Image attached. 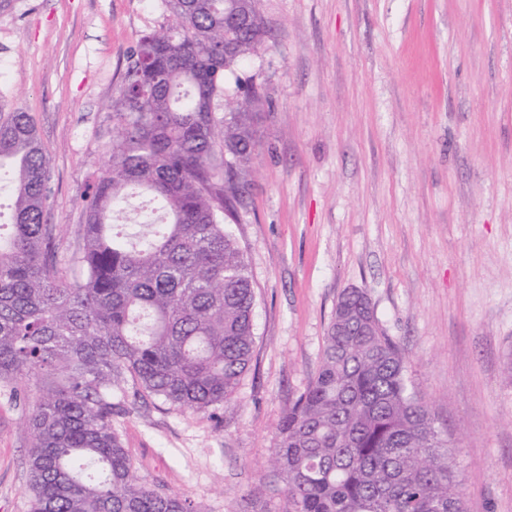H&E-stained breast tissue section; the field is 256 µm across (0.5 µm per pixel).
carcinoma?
Returning <instances> with one entry per match:
<instances>
[{
  "instance_id": "carcinoma-1",
  "label": "carcinoma",
  "mask_w": 512,
  "mask_h": 512,
  "mask_svg": "<svg viewBox=\"0 0 512 512\" xmlns=\"http://www.w3.org/2000/svg\"><path fill=\"white\" fill-rule=\"evenodd\" d=\"M112 96L118 136L84 201L73 280L45 223L51 162L28 113L0 123L14 201L0 233V383L45 382L28 414L30 512H195L142 484L112 430L131 377L172 406L232 405L255 343L254 288L224 212L246 178L260 95L224 80L263 44L259 0H161ZM229 161H224V157ZM406 354L367 294L336 299L320 365L288 408L269 467L285 512H466L448 436L408 390Z\"/></svg>"
}]
</instances>
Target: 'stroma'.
<instances>
[{
	"mask_svg": "<svg viewBox=\"0 0 512 512\" xmlns=\"http://www.w3.org/2000/svg\"><path fill=\"white\" fill-rule=\"evenodd\" d=\"M268 35L230 92L263 105L230 227L256 293L233 407L114 398L141 482L196 512H282L266 466L321 358L337 296L367 293L409 388L448 430L467 512H512V0H260ZM160 0H14L0 122L30 115L52 163L57 264L115 134L110 104ZM28 407L0 385V512H28Z\"/></svg>",
	"mask_w": 512,
	"mask_h": 512,
	"instance_id": "35a3bbf8",
	"label": "stroma"
}]
</instances>
